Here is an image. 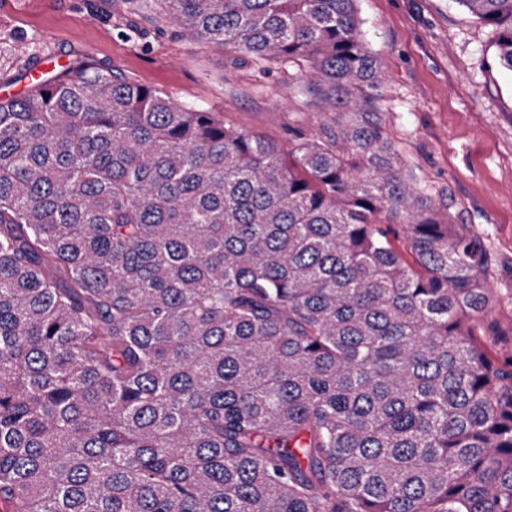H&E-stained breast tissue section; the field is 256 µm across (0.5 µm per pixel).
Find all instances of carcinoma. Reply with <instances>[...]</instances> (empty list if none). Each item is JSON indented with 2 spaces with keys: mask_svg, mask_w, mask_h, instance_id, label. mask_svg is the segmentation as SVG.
Here are the masks:
<instances>
[{
  "mask_svg": "<svg viewBox=\"0 0 512 512\" xmlns=\"http://www.w3.org/2000/svg\"><path fill=\"white\" fill-rule=\"evenodd\" d=\"M356 2L122 0L294 67L286 147L85 58L0 99V512H512L486 241ZM456 2L512 71V0Z\"/></svg>",
  "mask_w": 512,
  "mask_h": 512,
  "instance_id": "cac0c4a2",
  "label": "carcinoma"
}]
</instances>
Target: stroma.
<instances>
[{"mask_svg": "<svg viewBox=\"0 0 512 512\" xmlns=\"http://www.w3.org/2000/svg\"><path fill=\"white\" fill-rule=\"evenodd\" d=\"M113 0H0V99L32 69L97 60L178 102L280 143L318 122L289 95L287 66L233 59L223 49L160 34ZM365 41L384 77L391 137L434 191L450 189L461 222L484 235L500 330L512 328V72L496 34L455 0H357Z\"/></svg>", "mask_w": 512, "mask_h": 512, "instance_id": "stroma-1", "label": "stroma"}]
</instances>
